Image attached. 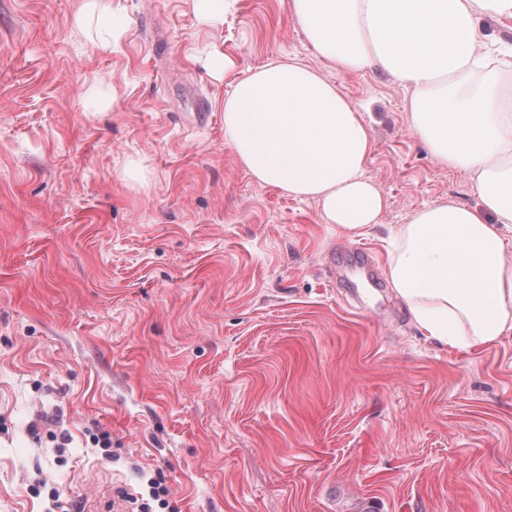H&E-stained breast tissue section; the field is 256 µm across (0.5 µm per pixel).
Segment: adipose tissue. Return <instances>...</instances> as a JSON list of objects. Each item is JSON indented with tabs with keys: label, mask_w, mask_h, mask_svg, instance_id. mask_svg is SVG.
<instances>
[{
	"label": "adipose tissue",
	"mask_w": 512,
	"mask_h": 512,
	"mask_svg": "<svg viewBox=\"0 0 512 512\" xmlns=\"http://www.w3.org/2000/svg\"><path fill=\"white\" fill-rule=\"evenodd\" d=\"M312 47L340 72L378 68L410 93V124L460 169L479 199L415 211L388 251V278L428 337L474 349L512 334V83L478 26L512 18V0H289ZM126 21L112 0H79L71 24ZM224 133L241 165L289 197L315 200L323 223L358 233L385 200L366 173L374 143L335 83L296 59L239 79L224 101Z\"/></svg>",
	"instance_id": "obj_1"
}]
</instances>
